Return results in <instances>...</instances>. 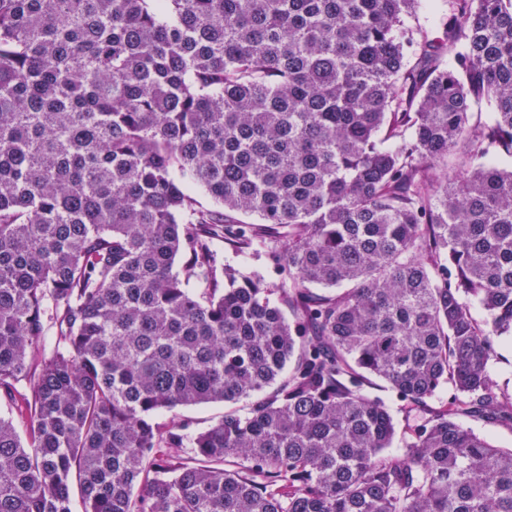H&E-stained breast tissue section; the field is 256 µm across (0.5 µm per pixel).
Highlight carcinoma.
I'll return each mask as SVG.
<instances>
[{
  "label": "carcinoma",
  "mask_w": 512,
  "mask_h": 512,
  "mask_svg": "<svg viewBox=\"0 0 512 512\" xmlns=\"http://www.w3.org/2000/svg\"><path fill=\"white\" fill-rule=\"evenodd\" d=\"M417 3L0 0V512H512V0ZM446 0H419L415 18L406 22L411 27H421L428 38L437 36L446 20ZM498 359L494 361V380L502 388L512 391V341L502 342L498 347ZM245 408H247L246 400H241L234 404L216 402L200 406L177 407L171 412L160 414L156 419L157 421L188 419L193 422L194 428L204 429L222 419L224 417V410L237 409L244 412ZM478 434L499 448H512V427L506 423H487L474 418H464Z\"/></svg>",
  "instance_id": "obj_1"
}]
</instances>
